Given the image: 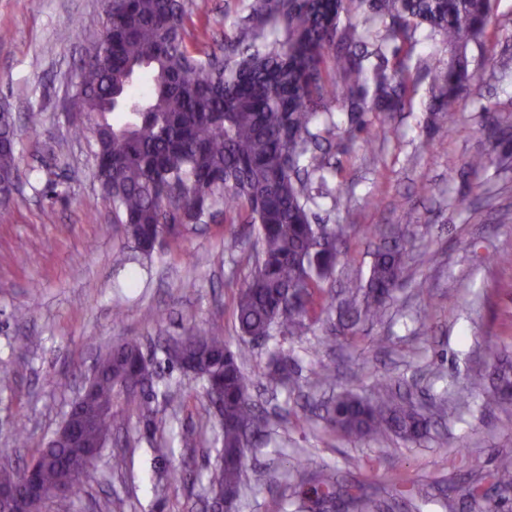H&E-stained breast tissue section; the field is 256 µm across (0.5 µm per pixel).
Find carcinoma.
Here are the masks:
<instances>
[{
	"mask_svg": "<svg viewBox=\"0 0 512 512\" xmlns=\"http://www.w3.org/2000/svg\"><path fill=\"white\" fill-rule=\"evenodd\" d=\"M206 0H113L104 14L102 36L87 47L88 61L67 97V111L81 116L74 133L90 127V153L113 222L144 255L151 254L176 226L204 224L221 213L237 212L258 225L260 249L250 281L235 294L233 317L237 345L220 330L186 343L196 360L205 396L222 391L216 442L221 463L210 478L213 486L240 500L247 487L248 445L267 436L268 418L250 394L246 369L251 344L278 332L302 336L310 311L332 307L320 288L336 265V241L348 228L331 230L333 241L319 247L307 206V185L324 164L315 154L312 126L325 104L341 96L352 112H400L407 98L408 77L402 66L389 70L367 65L365 30L351 20L370 12L389 22L391 37L410 40L427 25L448 45V65L431 69L434 111L454 112L471 80L468 47L480 40L491 16V0H256L254 18L224 38L221 53L202 55L189 49L187 22ZM148 77L147 91L132 90L136 77ZM15 119L0 111V176L18 171L13 144ZM486 138L497 149L503 142L502 120L491 117ZM384 250L375 255L366 285L341 301L340 326L377 322L391 293L405 278L404 233L392 228ZM143 357L138 340L124 339L99 357L100 377L83 411L112 405L127 391L124 411H136L154 432L168 428L155 414L154 387L137 388L133 367ZM489 374L471 378L454 400L468 405L477 394L505 412L512 410V365L492 356ZM265 378L274 387L294 383L285 358L271 360ZM331 431L358 442L393 434L405 441L426 437L430 417L396 395L393 384L378 378L366 396L343 390L325 404ZM52 460L39 472L48 490L66 485L69 494L49 496L38 509L72 512L74 499L95 468L83 448L37 452ZM12 449L0 448V478L17 477L24 468L10 465ZM309 458L297 462V481L290 500L295 512H391L403 496L381 500L364 484L340 481L324 468L310 470ZM495 488L512 489V457H503L489 473ZM471 512H499L500 503L478 484L448 486L446 507L456 500Z\"/></svg>",
	"mask_w": 512,
	"mask_h": 512,
	"instance_id": "cac0c4a2",
	"label": "carcinoma"
}]
</instances>
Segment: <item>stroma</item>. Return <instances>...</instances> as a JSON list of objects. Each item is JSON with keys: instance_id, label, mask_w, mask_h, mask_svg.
<instances>
[{"instance_id": "1", "label": "stroma", "mask_w": 512, "mask_h": 512, "mask_svg": "<svg viewBox=\"0 0 512 512\" xmlns=\"http://www.w3.org/2000/svg\"><path fill=\"white\" fill-rule=\"evenodd\" d=\"M254 0H208L205 16H192L190 48L216 49L251 13ZM101 0H0V105L15 117L20 179L0 201V448H13L16 465L45 447L62 423L84 378L106 348L125 338L141 341L157 391L180 390L174 402L153 408L172 427L150 433L137 415L114 411L112 446L86 479L74 512H205L208 478L216 467L215 420L193 378L169 366L160 343L194 329L223 331L235 339L233 298L254 268V226L235 216L188 224L152 254H141L122 225L113 223L90 156L91 132L74 135L64 100L85 49L102 29ZM416 44L387 40L389 61L410 76L408 103L391 115L349 118L331 102L313 128L320 139L326 184L311 182L310 209L323 224H344L336 267L323 287L332 293L364 284L381 231L407 225L408 280L394 293L386 318L334 335L335 312L312 314L303 336L273 337L249 361L250 392L271 411L270 442L254 456L242 512H285L282 494L296 480L292 465L309 457L339 478L372 489L429 485L423 512H446L442 483L474 482L469 459L493 470L512 455V414L475 398L457 408L451 394L497 346L512 363V161L493 154L480 172L470 155L487 147L490 115L512 124V0H493L485 37L468 51L471 82L456 112L431 110L427 61L444 62L448 48L421 28ZM56 178L68 188L51 201L42 193L47 152ZM243 243L228 247L224 232ZM122 308V320L113 311ZM163 319L146 322L145 308ZM26 351H18L19 343ZM288 358L295 387L272 389L264 378L272 355ZM336 367L342 387L364 394L376 378L399 381L413 398L433 399L435 428L417 443L395 436L352 443L329 435L305 399H322L315 384L320 359ZM24 419L27 440L14 446L13 426ZM203 431L183 446V429ZM168 449L157 457V449ZM125 459L112 465L113 455ZM197 479L175 478L182 464Z\"/></svg>"}]
</instances>
